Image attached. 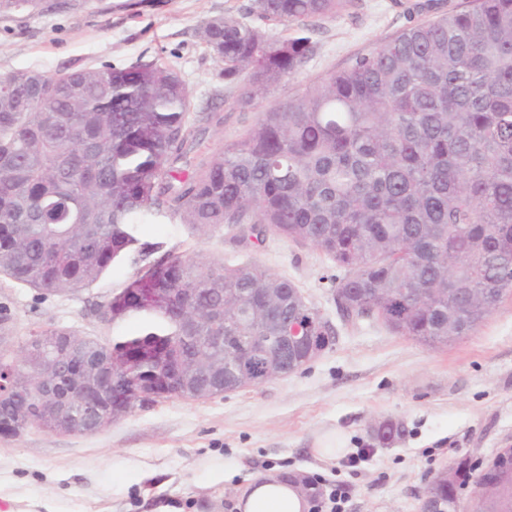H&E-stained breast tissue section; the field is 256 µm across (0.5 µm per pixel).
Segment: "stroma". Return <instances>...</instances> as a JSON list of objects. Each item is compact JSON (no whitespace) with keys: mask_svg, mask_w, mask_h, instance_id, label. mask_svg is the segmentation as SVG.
<instances>
[{"mask_svg":"<svg viewBox=\"0 0 512 512\" xmlns=\"http://www.w3.org/2000/svg\"><path fill=\"white\" fill-rule=\"evenodd\" d=\"M416 2L356 0L318 21L310 33L314 55L270 91L267 104L345 69L411 24L466 8L468 0H435L429 12L417 11ZM251 3L44 0L35 12L0 14V75L163 61L186 82L196 108L223 113V130L205 135L214 148L241 138L258 113L233 109L234 91L200 31L216 16L248 19ZM138 236L179 255L256 263L288 278L333 325L336 341L290 375L210 399L136 408L93 435L0 436V512H234V495L254 473L297 477L314 502L345 483L346 512H418L435 473L463 456L481 470L498 449L512 447V295L468 336L434 348L376 322H346L334 299L340 270L311 246L274 235L244 245L227 228L191 235L156 213L140 219ZM137 270L125 262L87 289L45 299L2 277L0 306L9 307L19 336L53 325L84 336L139 334L144 315L111 329L93 313ZM382 421L398 425L399 435L380 440L375 427ZM328 433L346 448L333 462L313 452ZM360 448L369 458L348 466ZM224 460L237 466L226 483L207 471Z\"/></svg>","mask_w":512,"mask_h":512,"instance_id":"obj_1","label":"stroma"}]
</instances>
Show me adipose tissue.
I'll return each mask as SVG.
<instances>
[{
	"label": "adipose tissue",
	"instance_id": "ef3b65f1",
	"mask_svg": "<svg viewBox=\"0 0 512 512\" xmlns=\"http://www.w3.org/2000/svg\"><path fill=\"white\" fill-rule=\"evenodd\" d=\"M236 512H308L307 492L302 483L273 474L248 480L234 498Z\"/></svg>",
	"mask_w": 512,
	"mask_h": 512
}]
</instances>
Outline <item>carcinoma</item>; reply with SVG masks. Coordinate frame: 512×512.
Listing matches in <instances>:
<instances>
[{"instance_id": "obj_1", "label": "carcinoma", "mask_w": 512, "mask_h": 512, "mask_svg": "<svg viewBox=\"0 0 512 512\" xmlns=\"http://www.w3.org/2000/svg\"><path fill=\"white\" fill-rule=\"evenodd\" d=\"M42 2L0 0V13ZM352 2L253 0L257 24L210 19L206 48L225 81L244 80L233 106L256 107L296 74L315 50L308 23ZM264 22H295L299 33L275 36ZM193 110L186 83L159 60L0 75V277L43 298L83 290L115 265L160 253L135 227L157 211L191 234L228 224L258 244L272 232L311 245L344 269L336 288L353 293L351 318L429 346L448 344V315L466 336L493 311L487 300L512 292V0H472L411 26L209 151L203 136L224 127V113ZM131 294L151 319L143 335L81 338L51 326L0 351V422L29 400L30 429L91 434L88 402L60 416L39 397L53 364L76 370L88 353L162 338L167 359L136 358L112 378L113 390H130L198 359L226 369L224 344L211 337L276 329L267 306L285 307L293 323L309 315L288 278L198 256L161 253L96 312L124 321ZM63 331L74 337L64 354ZM503 468L489 461L476 488ZM453 470L455 483L436 478L434 495L455 494L469 460Z\"/></svg>"}]
</instances>
